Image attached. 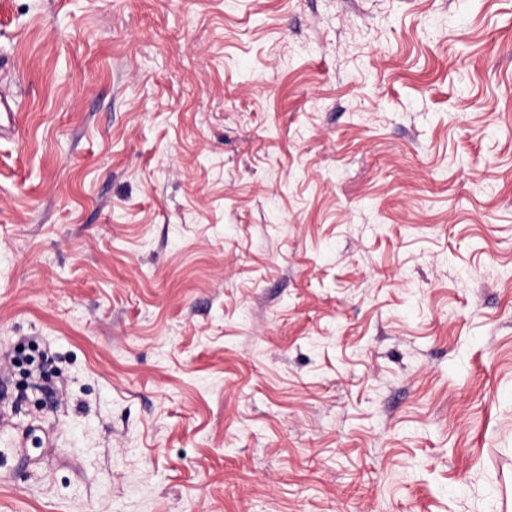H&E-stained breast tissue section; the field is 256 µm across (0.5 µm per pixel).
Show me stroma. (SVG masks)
I'll return each instance as SVG.
<instances>
[{
	"instance_id": "stroma-1",
	"label": "stroma",
	"mask_w": 512,
	"mask_h": 512,
	"mask_svg": "<svg viewBox=\"0 0 512 512\" xmlns=\"http://www.w3.org/2000/svg\"><path fill=\"white\" fill-rule=\"evenodd\" d=\"M0 512H512V0H0Z\"/></svg>"
}]
</instances>
